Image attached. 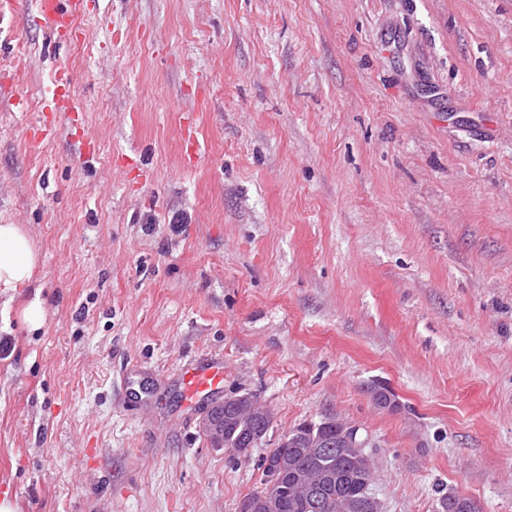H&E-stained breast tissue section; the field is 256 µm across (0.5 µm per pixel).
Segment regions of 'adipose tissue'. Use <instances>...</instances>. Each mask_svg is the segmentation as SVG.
Returning a JSON list of instances; mask_svg holds the SVG:
<instances>
[{
  "instance_id": "adipose-tissue-1",
  "label": "adipose tissue",
  "mask_w": 512,
  "mask_h": 512,
  "mask_svg": "<svg viewBox=\"0 0 512 512\" xmlns=\"http://www.w3.org/2000/svg\"><path fill=\"white\" fill-rule=\"evenodd\" d=\"M40 264V250L25 228L19 224H0V289L27 287Z\"/></svg>"
}]
</instances>
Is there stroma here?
<instances>
[{
  "label": "stroma",
  "instance_id": "1",
  "mask_svg": "<svg viewBox=\"0 0 512 512\" xmlns=\"http://www.w3.org/2000/svg\"><path fill=\"white\" fill-rule=\"evenodd\" d=\"M3 75L0 224L41 247L0 293L17 512H237L327 414L383 512H512V0H88L62 43L19 0ZM206 358L272 412L248 456L182 401ZM55 83L56 88L53 97L54 112L63 115L77 111V101L70 92V75L64 71L57 72L55 75Z\"/></svg>",
  "mask_w": 512,
  "mask_h": 512
}]
</instances>
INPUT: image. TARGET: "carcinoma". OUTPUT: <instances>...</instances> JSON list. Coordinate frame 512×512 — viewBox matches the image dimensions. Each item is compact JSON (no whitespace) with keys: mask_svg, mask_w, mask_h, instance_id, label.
<instances>
[{"mask_svg":"<svg viewBox=\"0 0 512 512\" xmlns=\"http://www.w3.org/2000/svg\"><path fill=\"white\" fill-rule=\"evenodd\" d=\"M252 428L251 423L234 421L225 432L224 447H250ZM269 457L283 460L285 470L279 484L271 490L263 477L262 489L252 493L255 498L267 499L271 504L269 512H354L353 503L370 493V486L363 482L361 459L345 448L334 447L327 455L313 456L292 443H281L260 458L259 469H265ZM307 471L326 475L315 492V498L321 503L317 510L312 505V498L291 492L299 474Z\"/></svg>","mask_w":512,"mask_h":512,"instance_id":"carcinoma-1","label":"carcinoma"}]
</instances>
